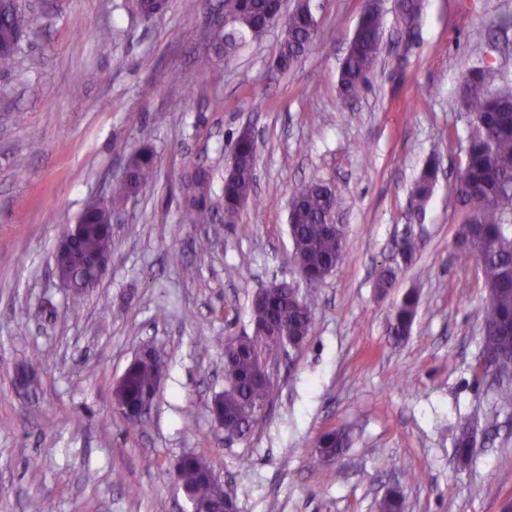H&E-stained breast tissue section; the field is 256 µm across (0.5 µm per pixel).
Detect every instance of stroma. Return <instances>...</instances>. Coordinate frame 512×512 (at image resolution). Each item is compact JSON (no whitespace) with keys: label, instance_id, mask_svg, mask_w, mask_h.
Wrapping results in <instances>:
<instances>
[{"label":"stroma","instance_id":"35a3bbf8","mask_svg":"<svg viewBox=\"0 0 512 512\" xmlns=\"http://www.w3.org/2000/svg\"><path fill=\"white\" fill-rule=\"evenodd\" d=\"M19 2L35 21L0 75V512H30L39 498L55 512H190L174 482L188 452L236 491L239 512H376L394 486L406 512H500L512 499V412L478 368L486 290L476 264L455 256L469 212L454 183L468 135L464 76L488 67L492 88L512 85V0H425L410 39L395 23L398 0H379L378 62L351 102L337 74L365 0H311L318 39L285 72L273 66L278 26L244 47L236 70L219 60L197 70L214 52L223 0H167L149 20L135 0ZM475 42L483 58L469 54ZM245 127L258 203L230 227L215 213L185 223V160L206 168L221 200ZM142 146L157 181L119 204L109 272L72 317L53 272L57 241ZM434 155L441 171L419 209L411 189ZM312 177L341 202L346 251L314 290L289 262L288 234V197ZM407 239L419 245L408 262ZM385 269L394 284L383 293ZM281 280L315 294L314 327L279 361L253 431L230 439L208 412L224 388V339L251 331L253 295ZM412 288L417 316L397 340L390 314ZM147 346L166 371L138 428L112 389ZM465 425L477 452L461 469L453 441ZM333 427L352 441L327 464L315 442Z\"/></svg>","mask_w":512,"mask_h":512}]
</instances>
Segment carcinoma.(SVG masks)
Segmentation results:
<instances>
[{"label": "carcinoma", "instance_id": "carcinoma-1", "mask_svg": "<svg viewBox=\"0 0 512 512\" xmlns=\"http://www.w3.org/2000/svg\"><path fill=\"white\" fill-rule=\"evenodd\" d=\"M279 0H224L228 13L226 33L215 39V48L224 57V69L238 66V52L246 43L262 39L268 24H283L284 37L275 57L285 70L309 50L317 34L312 22L310 0H296L286 19L277 14ZM422 15V2L406 3L398 15V25L406 37L414 35ZM29 18L15 0H0V73L11 70L19 48L20 34ZM383 32L379 8L362 16L347 56L338 74V91L345 99L358 97L367 87L376 65ZM490 70H473L463 80L460 101L469 114L466 159L458 172L457 197L471 209L458 234L457 259L473 262L481 270L487 297L481 308L487 327L485 347L501 356L499 367L512 377V211L498 199L512 191V90L492 91ZM232 169L224 181L223 222L238 223L241 208L248 202L259 204L255 194L256 143L238 132L231 148ZM437 176V161H430L414 185L413 196L423 204L430 196ZM157 178L152 152L141 148L130 153L125 176L110 185L108 202L119 203L151 187ZM184 215L200 221L201 210L213 208L209 176L187 163L183 176ZM340 208L335 192L323 181L311 179L288 200L289 232L293 242L290 262L298 274L317 286L344 260L339 234L325 228L331 210ZM106 223L101 208L85 210L79 219L78 247L87 252L111 253L112 238L101 229ZM73 295L79 297L97 286L93 275L82 267L68 273ZM295 288L286 282L273 289L262 288L251 300L253 334L229 336L224 340V391L211 401L209 412L228 434L244 435L257 423V410L268 408L276 384L257 379L262 360L272 352L292 348L308 340L313 328V300L294 297ZM419 297L407 292L394 307L389 333L406 337L417 315ZM165 361L140 357L125 369L123 381L113 387V400L121 415L134 427L144 418L140 410L154 403L161 386ZM351 443L343 429L331 428L317 439L318 456L328 451L340 456ZM472 438L464 430L456 436L455 454L459 464L471 460ZM177 483L198 505L210 504L227 494L224 483L199 454L186 453L175 464ZM402 493L394 491L378 503V512H403Z\"/></svg>", "mask_w": 512, "mask_h": 512}]
</instances>
